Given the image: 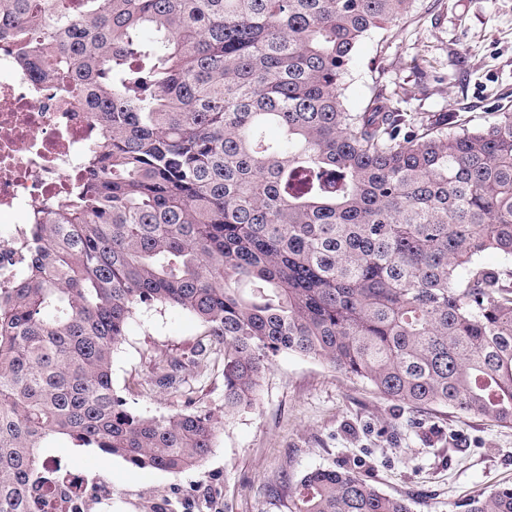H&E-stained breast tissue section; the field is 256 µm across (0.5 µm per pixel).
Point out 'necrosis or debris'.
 I'll return each mask as SVG.
<instances>
[{
  "label": "necrosis or debris",
  "mask_w": 512,
  "mask_h": 512,
  "mask_svg": "<svg viewBox=\"0 0 512 512\" xmlns=\"http://www.w3.org/2000/svg\"><path fill=\"white\" fill-rule=\"evenodd\" d=\"M99 143V130L84 98L39 79L21 64L12 44L0 42V216L16 223L0 226V288L21 271L27 240L23 223L47 198L65 200L83 161ZM65 469V486L43 488L42 512H93L99 499L96 474L47 461Z\"/></svg>",
  "instance_id": "4bbe7bcc"
}]
</instances>
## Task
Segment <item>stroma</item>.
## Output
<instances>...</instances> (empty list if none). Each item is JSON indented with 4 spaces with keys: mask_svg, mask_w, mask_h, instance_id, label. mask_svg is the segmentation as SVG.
Here are the masks:
<instances>
[{
    "mask_svg": "<svg viewBox=\"0 0 512 512\" xmlns=\"http://www.w3.org/2000/svg\"><path fill=\"white\" fill-rule=\"evenodd\" d=\"M341 91L352 112L380 97L452 123L511 109L512 0H415L399 24L361 41ZM173 360L177 384L159 385ZM112 384L143 415L170 414L186 395L221 424L201 465L176 474L59 438L54 455L109 480L100 512H152L162 502L170 512H288L290 485L318 468L351 470L411 512H461L468 498L512 484V427L386 399L298 353L274 358L252 407L225 412L223 353L177 308L137 310L113 355Z\"/></svg>",
    "mask_w": 512,
    "mask_h": 512,
    "instance_id": "35a3bbf8",
    "label": "stroma"
}]
</instances>
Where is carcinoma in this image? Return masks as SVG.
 Returning a JSON list of instances; mask_svg holds the SVG:
<instances>
[{
  "mask_svg": "<svg viewBox=\"0 0 512 512\" xmlns=\"http://www.w3.org/2000/svg\"><path fill=\"white\" fill-rule=\"evenodd\" d=\"M414 0H0V38L100 126L65 205L29 217L0 296V512H40L52 437L183 472L219 420L147 417L112 385L140 306L224 345V412L296 352L384 397L512 426V110L457 132L376 100L347 110L359 42ZM289 512H410L349 470ZM465 512H512V485Z\"/></svg>",
  "mask_w": 512,
  "mask_h": 512,
  "instance_id": "obj_1",
  "label": "carcinoma"
}]
</instances>
